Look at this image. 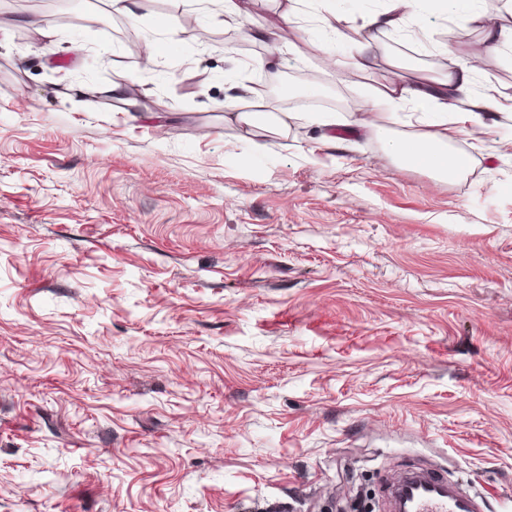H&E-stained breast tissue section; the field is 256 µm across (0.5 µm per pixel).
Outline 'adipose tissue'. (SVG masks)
Segmentation results:
<instances>
[{
    "label": "adipose tissue",
    "mask_w": 512,
    "mask_h": 512,
    "mask_svg": "<svg viewBox=\"0 0 512 512\" xmlns=\"http://www.w3.org/2000/svg\"><path fill=\"white\" fill-rule=\"evenodd\" d=\"M417 3L418 0H389L386 12L353 26L354 37L346 65L362 72L371 71L376 64L375 45L397 28ZM482 66L483 60L477 56L465 66L451 65L442 75L431 77L421 70L399 65L382 88L374 90L373 110L385 112L393 123L400 122L402 111L411 110L420 126L418 133L393 140L392 147L401 159L414 158L426 149L439 151L448 140L445 114L449 106L467 104V112L460 115L464 122L480 123L489 115L503 112L504 106L496 93L488 91L475 97L469 94Z\"/></svg>",
    "instance_id": "adipose-tissue-1"
}]
</instances>
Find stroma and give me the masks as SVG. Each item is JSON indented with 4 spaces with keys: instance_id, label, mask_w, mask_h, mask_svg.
Masks as SVG:
<instances>
[{
    "instance_id": "1",
    "label": "stroma",
    "mask_w": 512,
    "mask_h": 512,
    "mask_svg": "<svg viewBox=\"0 0 512 512\" xmlns=\"http://www.w3.org/2000/svg\"><path fill=\"white\" fill-rule=\"evenodd\" d=\"M385 5L302 0L262 43L264 5L0 0V512H392L431 468L512 512V120L449 125L443 178L347 123L392 58L482 57L512 103V0L323 69L325 20ZM260 69L297 115L262 140L224 119ZM267 1L277 0H219L210 1L217 2L220 8V15L224 14V23L237 22L238 19L243 17L248 12V8L255 6L259 3H267Z\"/></svg>"
}]
</instances>
